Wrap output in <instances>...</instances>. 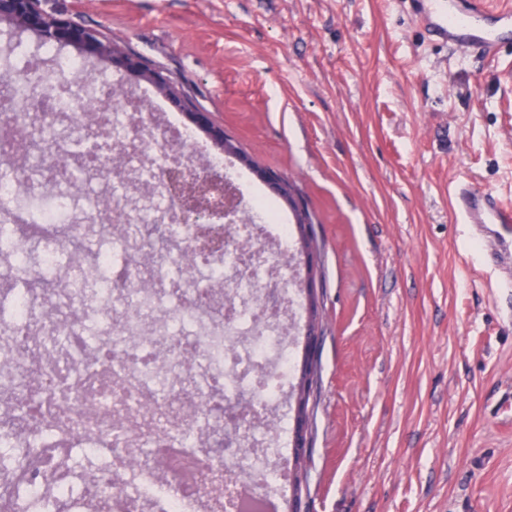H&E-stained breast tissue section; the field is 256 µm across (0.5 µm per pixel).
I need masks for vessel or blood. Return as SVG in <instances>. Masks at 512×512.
I'll use <instances>...</instances> for the list:
<instances>
[{
	"label": "vessel or blood",
	"mask_w": 512,
	"mask_h": 512,
	"mask_svg": "<svg viewBox=\"0 0 512 512\" xmlns=\"http://www.w3.org/2000/svg\"><path fill=\"white\" fill-rule=\"evenodd\" d=\"M418 12L430 31L448 45L496 59L512 37V0H417ZM455 218L473 235L497 245L500 264L512 273V202L462 180L453 189Z\"/></svg>",
	"instance_id": "obj_1"
}]
</instances>
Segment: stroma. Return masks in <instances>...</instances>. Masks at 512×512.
I'll return each instance as SVG.
<instances>
[{"label": "stroma", "mask_w": 512, "mask_h": 512, "mask_svg": "<svg viewBox=\"0 0 512 512\" xmlns=\"http://www.w3.org/2000/svg\"><path fill=\"white\" fill-rule=\"evenodd\" d=\"M170 75L317 220L325 329L307 512H512V287L454 221L512 200V43L413 0H38ZM418 13L440 40L463 50L478 51L495 60L512 36V3L502 0H414Z\"/></svg>", "instance_id": "1"}]
</instances>
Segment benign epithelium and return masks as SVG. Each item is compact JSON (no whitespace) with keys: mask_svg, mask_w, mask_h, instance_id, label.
<instances>
[{"mask_svg":"<svg viewBox=\"0 0 512 512\" xmlns=\"http://www.w3.org/2000/svg\"><path fill=\"white\" fill-rule=\"evenodd\" d=\"M0 32L10 38L32 36L40 43H52L75 51L83 59L97 63L107 69L134 78L151 86L154 91L173 107L183 112L188 121L201 131L222 154L230 156L248 168L287 206H292L283 184L261 164L253 162L240 152L238 146L224 134V128L213 124L208 114L195 108L175 85L159 70L145 64L141 58L128 52L118 43L105 38L97 30L89 28L60 15L48 14L37 7L36 0H0ZM232 192V184H224V178H192L181 189L185 206L179 215L183 223L194 225L195 238L190 244L199 250L215 249L219 239L213 234L214 224L235 223V209L223 206L221 196ZM299 253L305 264L307 277L305 292L307 318L303 326L302 355L298 366L296 413L294 416V463L306 459V435L308 427L307 385L317 375L315 353L319 343L321 325L319 300L315 294L316 246L309 245L311 228L308 220L296 225Z\"/></svg>","mask_w":512,"mask_h":512,"instance_id":"1","label":"benign epithelium"}]
</instances>
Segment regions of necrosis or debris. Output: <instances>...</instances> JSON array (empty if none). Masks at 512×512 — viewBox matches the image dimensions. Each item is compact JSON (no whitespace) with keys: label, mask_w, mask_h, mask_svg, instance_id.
<instances>
[{"label":"necrosis or debris","mask_w":512,"mask_h":512,"mask_svg":"<svg viewBox=\"0 0 512 512\" xmlns=\"http://www.w3.org/2000/svg\"><path fill=\"white\" fill-rule=\"evenodd\" d=\"M24 93L0 125V161L23 177L0 179V243L16 277L61 278L52 294L11 292L0 312V512H281L290 465L288 423L273 410L291 370L296 283L285 256L291 227L261 196H238L237 223L216 227L214 255L185 264L174 248L192 225L169 220L174 188L155 176L138 200L113 186L96 209L100 167L119 158L128 171H158L176 134L197 173L228 171L223 157H197L194 135L159 118L148 90L121 94L81 58L42 45L22 67ZM105 123L109 155L87 163L83 191L54 170L29 165L44 114ZM24 208L68 227L42 236L30 264ZM82 245L91 272L61 265ZM145 460L129 465L141 449ZM184 451L174 470L170 455Z\"/></svg>","instance_id":"obj_1"}]
</instances>
